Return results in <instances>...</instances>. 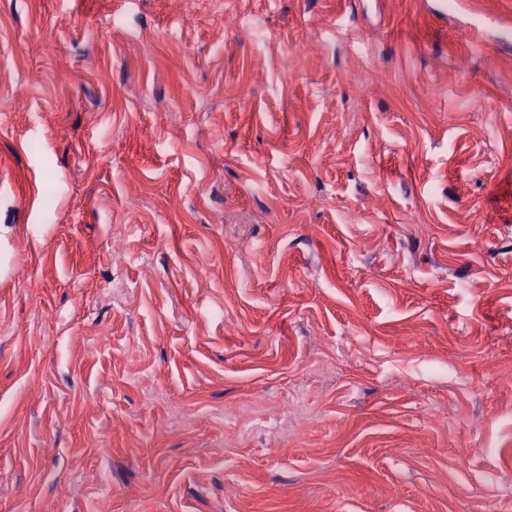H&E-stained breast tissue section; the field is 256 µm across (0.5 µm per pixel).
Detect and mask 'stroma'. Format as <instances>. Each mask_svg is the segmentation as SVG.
Wrapping results in <instances>:
<instances>
[{"instance_id":"obj_1","label":"stroma","mask_w":512,"mask_h":512,"mask_svg":"<svg viewBox=\"0 0 512 512\" xmlns=\"http://www.w3.org/2000/svg\"><path fill=\"white\" fill-rule=\"evenodd\" d=\"M447 3L0 0V512H512V0Z\"/></svg>"}]
</instances>
